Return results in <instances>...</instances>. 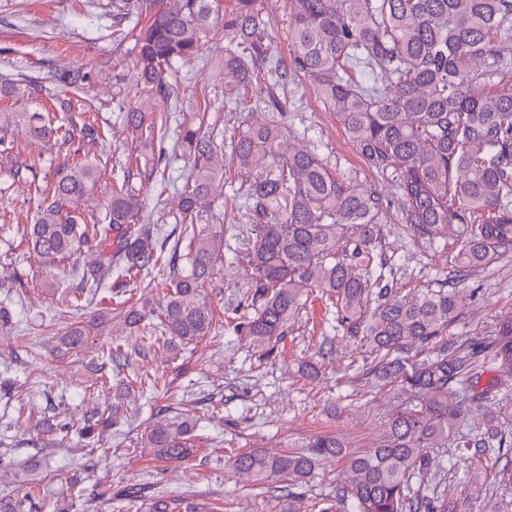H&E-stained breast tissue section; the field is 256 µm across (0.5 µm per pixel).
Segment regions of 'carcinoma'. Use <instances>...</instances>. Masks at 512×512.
Instances as JSON below:
<instances>
[{
    "instance_id": "carcinoma-1",
    "label": "carcinoma",
    "mask_w": 512,
    "mask_h": 512,
    "mask_svg": "<svg viewBox=\"0 0 512 512\" xmlns=\"http://www.w3.org/2000/svg\"><path fill=\"white\" fill-rule=\"evenodd\" d=\"M217 2L115 0L119 20L147 19L135 35V62L148 100L122 115L139 134L129 161L162 176L177 156L188 161L186 172L165 180L178 199L181 237L170 247L163 225L140 223L142 200L126 179L112 187L103 222L85 223L71 210L98 178L97 163L85 157L58 170L49 190L35 187L37 211L18 246L52 269L73 256H92L59 271L82 283L69 297L76 309L112 277L134 286L152 271H167L153 283L162 293L155 330L168 349L197 345L214 320L203 289L223 287L217 265L224 226L209 218L231 167L244 185L253 235L247 312L237 330L268 349L315 289L336 309L343 335L376 355L366 376L397 403L387 433L366 451L323 435L298 452L243 453L235 467L259 482L294 486L319 461L335 459L346 480L318 512H457L454 493L428 483L434 449L452 439L479 462L463 480L468 494L483 490V460L495 465L502 484L512 485V431L497 410L500 396L512 393V317L500 319L489 336L461 342L449 336L459 291L403 294L382 272L385 262L375 253L386 211L380 191L356 173L332 172L317 149L291 145L300 134L275 118L226 133L205 125L203 115L182 121L155 115L156 105L175 95L168 75L198 58ZM289 6L286 65L267 60L260 0H235L224 14L235 47L224 49L221 70L237 107L251 109L247 91L256 83L306 76L366 165L394 184L404 201L402 223L414 238L453 244L461 276L512 253V93L501 91L512 83V0H289ZM355 64L372 82L353 77ZM88 80L76 66L55 74L75 88ZM10 129L55 145L104 136L90 121L0 110V131ZM170 136L171 151L162 146ZM101 300L120 309L130 326L144 321L122 293ZM85 336L80 323L67 326L62 355L80 348ZM486 371L499 378L478 391ZM192 428L187 420L157 422L141 435V447L186 458Z\"/></svg>"
}]
</instances>
